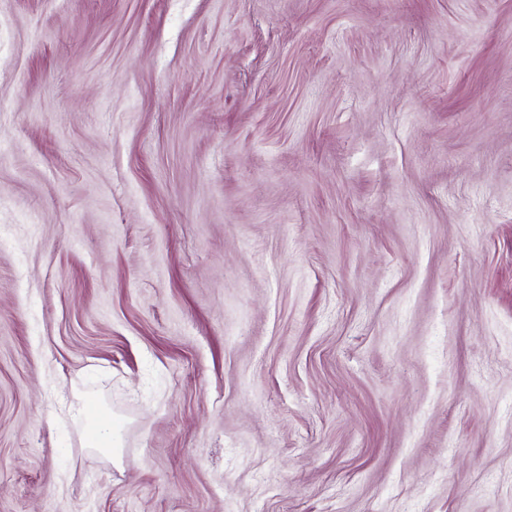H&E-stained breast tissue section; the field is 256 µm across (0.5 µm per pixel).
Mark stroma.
<instances>
[{"instance_id":"35a3bbf8","label":"stroma","mask_w":512,"mask_h":512,"mask_svg":"<svg viewBox=\"0 0 512 512\" xmlns=\"http://www.w3.org/2000/svg\"><path fill=\"white\" fill-rule=\"evenodd\" d=\"M0 512H512V0H0ZM88 446L91 448H99L103 452L110 453L117 457L118 452L112 448L116 447L114 432L112 429V417L108 414L101 416L100 422L96 430L87 438Z\"/></svg>"}]
</instances>
